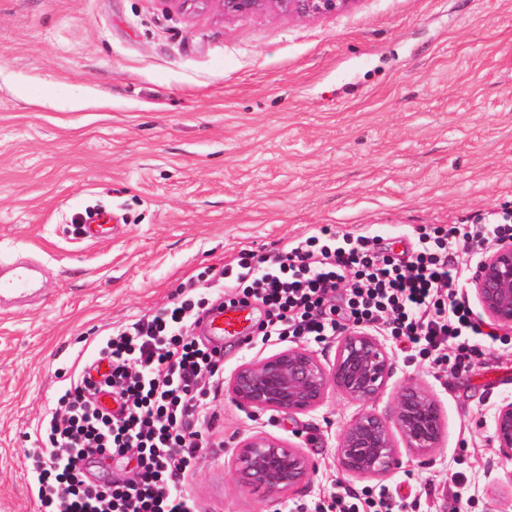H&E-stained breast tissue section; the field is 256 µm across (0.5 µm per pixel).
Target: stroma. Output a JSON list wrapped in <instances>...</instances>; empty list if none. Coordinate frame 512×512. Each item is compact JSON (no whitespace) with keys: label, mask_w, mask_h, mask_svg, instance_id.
<instances>
[{"label":"stroma","mask_w":512,"mask_h":512,"mask_svg":"<svg viewBox=\"0 0 512 512\" xmlns=\"http://www.w3.org/2000/svg\"><path fill=\"white\" fill-rule=\"evenodd\" d=\"M123 216L109 241L74 217ZM512 210V0H357L305 20L227 19L170 0H0V264L44 270L40 295L0 305V512H37L25 452L41 414L107 332L173 300L241 251L278 252L326 227L402 251L438 226ZM385 339L393 372L362 404L255 414L229 393L186 491L199 512H297L333 497L400 512H512L492 420L512 396V334L469 371L433 368ZM437 399L429 463L403 453L379 478L341 472L345 423L391 413L408 380ZM257 432L313 459L309 485L272 499L231 461Z\"/></svg>","instance_id":"stroma-1"}]
</instances>
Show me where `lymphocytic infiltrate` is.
<instances>
[{
	"label": "lymphocytic infiltrate",
	"mask_w": 512,
	"mask_h": 512,
	"mask_svg": "<svg viewBox=\"0 0 512 512\" xmlns=\"http://www.w3.org/2000/svg\"><path fill=\"white\" fill-rule=\"evenodd\" d=\"M512 231V212L493 224L453 225L419 235L396 256L375 236L312 235L276 256L242 254L214 268L209 289L222 306L261 304L262 342L317 341L354 328L385 326L400 344L440 366L467 371L483 333L458 293L459 253ZM194 280L177 301L113 330L91 364L66 383L39 428L29 458L41 512H198L185 492L207 448L213 402L224 387V351L193 336L204 299ZM115 405L100 404L101 392ZM127 464L112 475L113 462Z\"/></svg>",
	"instance_id": "lymphocytic-infiltrate-1"
}]
</instances>
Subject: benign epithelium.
Segmentation results:
<instances>
[{"label": "benign epithelium", "mask_w": 512, "mask_h": 512, "mask_svg": "<svg viewBox=\"0 0 512 512\" xmlns=\"http://www.w3.org/2000/svg\"><path fill=\"white\" fill-rule=\"evenodd\" d=\"M181 9L204 11L217 4L226 18L274 12L315 19L336 15L354 0H173ZM482 314L500 329L512 332V239L482 255L472 279ZM393 360L385 344L365 329L347 331L336 357L322 362L310 349L289 346L240 365L228 381L231 398L253 412L306 415L319 409L329 392L338 391L367 404L386 386ZM419 457H428L444 437L442 410L433 394L416 381L401 386L391 415L365 411L344 426L337 445L343 473L351 477H383L399 468L396 437ZM493 440L512 459V398L494 415ZM315 465L301 448L266 433L246 437L235 448L232 472L245 488H260L280 497L310 480Z\"/></svg>", "instance_id": "7a95c632"}]
</instances>
